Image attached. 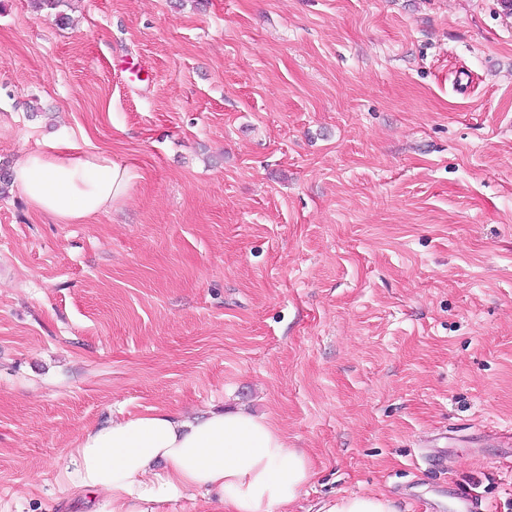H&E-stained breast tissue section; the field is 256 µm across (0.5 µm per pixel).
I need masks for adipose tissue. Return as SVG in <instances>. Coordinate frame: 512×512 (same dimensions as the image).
Wrapping results in <instances>:
<instances>
[{
	"mask_svg": "<svg viewBox=\"0 0 512 512\" xmlns=\"http://www.w3.org/2000/svg\"><path fill=\"white\" fill-rule=\"evenodd\" d=\"M136 173L106 152L70 154L51 141L12 169L29 204L62 224L108 213ZM73 493L96 497L92 512H159L196 491L211 512H292L314 472L268 414L245 408L202 415L153 410L85 431L58 458Z\"/></svg>",
	"mask_w": 512,
	"mask_h": 512,
	"instance_id": "obj_1",
	"label": "adipose tissue"
}]
</instances>
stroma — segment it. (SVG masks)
Instances as JSON below:
<instances>
[{"instance_id": "1", "label": "stroma", "mask_w": 512, "mask_h": 512, "mask_svg": "<svg viewBox=\"0 0 512 512\" xmlns=\"http://www.w3.org/2000/svg\"><path fill=\"white\" fill-rule=\"evenodd\" d=\"M0 0V164L139 174L82 224L0 197V512H88L123 412L273 416L295 512H512V14L501 0ZM318 512H397L394 502L385 495L349 494L322 503Z\"/></svg>"}]
</instances>
